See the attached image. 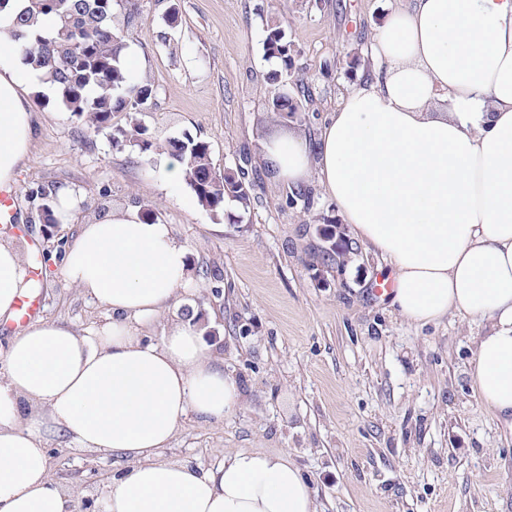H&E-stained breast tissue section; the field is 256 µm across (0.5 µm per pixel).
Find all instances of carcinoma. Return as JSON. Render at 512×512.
Returning <instances> with one entry per match:
<instances>
[{"label":"carcinoma","instance_id":"carcinoma-1","mask_svg":"<svg viewBox=\"0 0 512 512\" xmlns=\"http://www.w3.org/2000/svg\"><path fill=\"white\" fill-rule=\"evenodd\" d=\"M118 6V0H24L7 32L26 63L57 87L61 107L93 132L106 135L116 147L178 158L185 165V181L206 210L224 212L226 198L247 210L251 186L245 172L217 168L211 147L203 140L190 135L157 140L138 122L135 113L150 99L153 88L148 77L134 81L122 67L125 43L118 28ZM44 18L51 21V31L46 35L34 32ZM265 26V55L282 62V69L269 76L278 91L268 111L280 122L298 111L282 85L292 68L290 43L281 21L269 18ZM114 112L126 113L125 125H112ZM58 192L57 188L31 191V198L40 200L38 211L46 224L59 223ZM323 246L319 239L306 252L311 266L323 264L339 270L350 262L351 255L325 252Z\"/></svg>","mask_w":512,"mask_h":512}]
</instances>
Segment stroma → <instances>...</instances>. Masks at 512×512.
Masks as SVG:
<instances>
[{"label":"stroma","instance_id":"35a3bbf8","mask_svg":"<svg viewBox=\"0 0 512 512\" xmlns=\"http://www.w3.org/2000/svg\"><path fill=\"white\" fill-rule=\"evenodd\" d=\"M123 35L143 61L153 94L138 117L152 136L209 142L217 167L243 170L254 186L248 210L218 219L187 184L170 187L158 158L117 150L57 103L50 86L30 96L37 116L30 158L13 186L11 224L0 241L22 255L50 251L38 320L83 331L106 309L67 283L62 257L100 209L160 213L190 251L195 273L173 316L192 311L224 371L245 395L221 420L190 417L161 457L206 468L245 448L285 450L309 480L319 512H512V428L475 395L471 365L485 324L457 316L416 325L372 287L387 265L360 248L341 271L319 273L305 250L311 226L339 221L317 183L292 191L257 161L260 142L292 128L316 140L325 116L370 69L364 54L395 0H139ZM287 19L293 48L288 93L300 111L267 120L278 64L263 50L265 22ZM74 189L68 224L47 226L31 190ZM221 260L222 295L202 272ZM51 475L66 488L104 496L119 455L49 441Z\"/></svg>","mask_w":512,"mask_h":512}]
</instances>
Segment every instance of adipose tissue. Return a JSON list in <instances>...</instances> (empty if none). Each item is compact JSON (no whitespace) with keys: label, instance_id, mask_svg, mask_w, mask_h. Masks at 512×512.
I'll list each match as a JSON object with an SVG mask.
<instances>
[{"label":"adipose tissue","instance_id":"1","mask_svg":"<svg viewBox=\"0 0 512 512\" xmlns=\"http://www.w3.org/2000/svg\"><path fill=\"white\" fill-rule=\"evenodd\" d=\"M374 66L325 118L316 147L294 134L260 161L291 189L317 177L354 237L392 267V305L425 325L479 319L473 386L512 423V0H398L371 46ZM39 74L0 45V189L33 146L29 95ZM60 272L103 305L78 332L36 322L0 356V512H77L50 474L45 436L119 453L103 512H318L285 452L238 449L208 468L161 460L189 416L221 419L244 400L203 331L146 327L193 279L170 225L115 209L85 223ZM28 286L0 242V319Z\"/></svg>","mask_w":512,"mask_h":512}]
</instances>
